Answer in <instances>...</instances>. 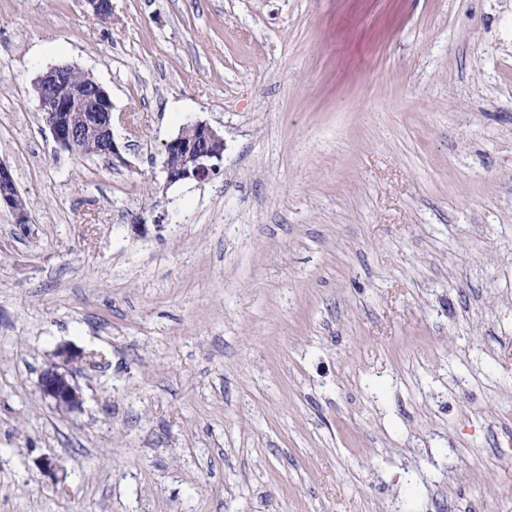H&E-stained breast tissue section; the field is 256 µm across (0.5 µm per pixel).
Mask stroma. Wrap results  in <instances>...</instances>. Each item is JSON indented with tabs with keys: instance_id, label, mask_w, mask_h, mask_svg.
Segmentation results:
<instances>
[{
	"instance_id": "35a3bbf8",
	"label": "stroma",
	"mask_w": 512,
	"mask_h": 512,
	"mask_svg": "<svg viewBox=\"0 0 512 512\" xmlns=\"http://www.w3.org/2000/svg\"><path fill=\"white\" fill-rule=\"evenodd\" d=\"M61 63L122 163L58 149ZM0 162V512H512V0H0ZM79 71L72 64H55L42 71L34 83L37 109L42 112L52 137L62 151L75 152L79 143L93 147L103 144V152L112 161L123 162L120 145L112 132V100L108 91L93 78L88 85L68 83L66 91L60 92L64 80ZM72 82H80L83 75L78 72ZM88 112H101L103 118L91 122ZM74 155L88 157L79 151ZM224 138L210 125L189 121L181 132L165 144L163 170L166 182L204 181L219 174ZM14 181L13 176L9 170V168L0 163V207L4 206L9 208L15 215L16 223L24 224L28 221L27 213L25 209L19 206L17 203L25 206L22 197L17 194L16 187H14V192L16 195V200L13 196L12 187ZM17 201V202H16ZM55 357L56 361L45 368L39 377V392L59 409H79L83 404V394L70 366L75 356L67 348L61 347Z\"/></svg>"
}]
</instances>
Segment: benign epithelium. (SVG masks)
Listing matches in <instances>:
<instances>
[{
    "instance_id": "7a95c632",
    "label": "benign epithelium",
    "mask_w": 512,
    "mask_h": 512,
    "mask_svg": "<svg viewBox=\"0 0 512 512\" xmlns=\"http://www.w3.org/2000/svg\"><path fill=\"white\" fill-rule=\"evenodd\" d=\"M88 10L105 21L112 18V0H83ZM77 67L55 64L42 71L34 83L38 111L42 112L52 137L62 151L73 152L78 144L89 147L103 144L108 158L123 161L120 145L112 132V100L98 82L88 85L64 84ZM224 153V138L210 125L190 121L165 144L163 170L166 182L204 181L219 174ZM14 181L9 168L0 163V207L9 208L16 223H28L25 209L13 196ZM56 361L43 370L38 388L41 396L64 410L78 409L83 394L71 367L74 360L67 348L55 354Z\"/></svg>"
}]
</instances>
